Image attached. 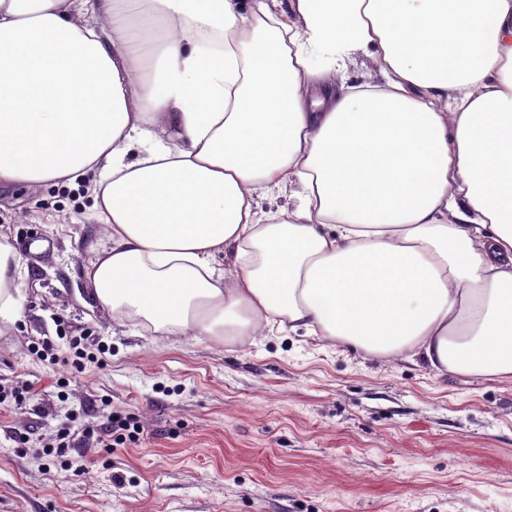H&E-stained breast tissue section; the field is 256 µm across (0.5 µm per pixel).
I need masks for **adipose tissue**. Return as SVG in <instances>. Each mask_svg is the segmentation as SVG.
Here are the masks:
<instances>
[{
    "label": "adipose tissue",
    "instance_id": "ef3b65f1",
    "mask_svg": "<svg viewBox=\"0 0 512 512\" xmlns=\"http://www.w3.org/2000/svg\"><path fill=\"white\" fill-rule=\"evenodd\" d=\"M89 174L117 323L512 380V0H0V185Z\"/></svg>",
    "mask_w": 512,
    "mask_h": 512
}]
</instances>
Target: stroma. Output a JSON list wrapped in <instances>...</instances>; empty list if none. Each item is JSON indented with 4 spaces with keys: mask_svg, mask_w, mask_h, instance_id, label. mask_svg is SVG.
Returning a JSON list of instances; mask_svg holds the SVG:
<instances>
[{
    "mask_svg": "<svg viewBox=\"0 0 512 512\" xmlns=\"http://www.w3.org/2000/svg\"><path fill=\"white\" fill-rule=\"evenodd\" d=\"M0 235L22 252L0 329V512H512V383L299 331L240 345L118 325L85 278L106 241L89 179L1 187ZM87 335L93 361L60 363ZM117 412L137 441L80 444Z\"/></svg>",
    "mask_w": 512,
    "mask_h": 512,
    "instance_id": "1",
    "label": "stroma"
}]
</instances>
